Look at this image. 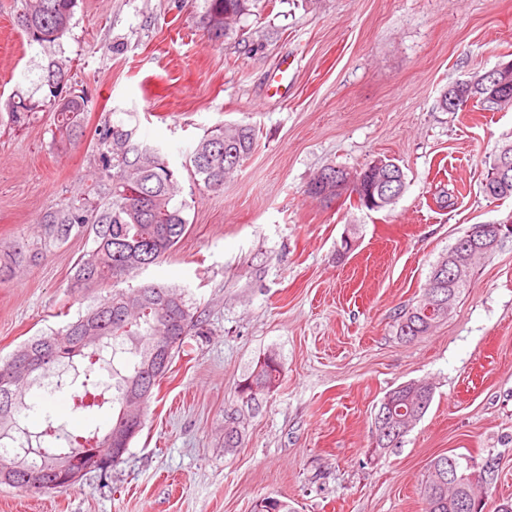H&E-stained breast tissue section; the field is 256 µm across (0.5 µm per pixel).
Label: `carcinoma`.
<instances>
[{
    "instance_id": "obj_1",
    "label": "carcinoma",
    "mask_w": 512,
    "mask_h": 512,
    "mask_svg": "<svg viewBox=\"0 0 512 512\" xmlns=\"http://www.w3.org/2000/svg\"><path fill=\"white\" fill-rule=\"evenodd\" d=\"M75 6L76 0H17L16 23L30 43L50 50L69 30ZM275 7L276 0H206L203 23L213 38H232L253 53L264 47V34L242 25V21ZM70 79L67 63L49 57L35 87L40 96L17 92V100L9 108L11 123L22 125L49 106L54 110V136L63 145L74 143L84 133L87 99L74 91L66 100L59 97L60 91L70 88ZM95 135V183L46 211L40 219L37 239L14 243L9 250L11 264L5 270L0 268V276L6 271L14 273L28 258L87 232L93 235V247L77 259L73 276L74 287L84 290L121 282L167 259L175 250L187 230V203H173L181 194V181L161 149L139 140L137 129L122 123L106 122ZM257 145L258 134L250 124L215 126L190 153V173L200 177L204 190L219 192ZM504 154L512 157L509 138L486 166L483 193L492 200L512 198V178L497 179ZM441 297L440 286L429 281L416 304L399 313L396 335L410 341L429 335L447 321L448 315L440 314L436 304ZM201 335L197 312L183 293L146 283L115 290L64 327L30 338L0 361V380L29 355L45 354L50 360L15 385L0 384V456L9 448L28 444V439L15 434V428L28 420L31 406L26 394L31 387L46 386L52 393L63 392L81 376L82 390L73 393L78 401L76 408L88 413L117 410L111 427L103 434L96 428L75 436L47 415L37 427L39 436L33 444L43 449L44 457H62L88 448L113 468L123 463L125 457H115L112 449L130 447L144 426V421H133L126 413L131 387L155 389L187 337ZM88 336L100 337L99 343L86 342ZM97 366L107 369L115 384L105 385L97 379ZM282 371L280 359L269 353L257 362L244 383L277 384ZM390 396L394 406L392 423L401 431L421 420L434 390L430 383L416 380L390 391ZM259 406V397L246 399L243 390L237 391V406L224 413V450L241 445ZM486 466L476 482L450 484L448 456L435 458L421 487L424 512H457L461 497L477 503V512H484L495 473L493 462H486Z\"/></svg>"
}]
</instances>
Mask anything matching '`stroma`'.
I'll return each instance as SVG.
<instances>
[{
	"label": "stroma",
	"instance_id": "obj_1",
	"mask_svg": "<svg viewBox=\"0 0 512 512\" xmlns=\"http://www.w3.org/2000/svg\"><path fill=\"white\" fill-rule=\"evenodd\" d=\"M0 0V246L34 237L41 215L91 183L104 122L136 127L180 176L188 230L175 252L129 278L179 287L203 320L151 401L126 461L58 490L0 486V512H254L277 496L297 512H423L430 462H498L485 512L512 499V239L481 259L448 321L399 339L394 321L431 266L475 224L512 215L484 196L485 163L512 136V108L445 112L442 92L512 60V0H278L249 17L262 51L208 38L205 0H77L55 49L89 101L85 133L60 146L49 111L8 123L16 89L47 58ZM248 123L252 156L219 193L186 161L207 129ZM398 163L407 188L389 210L307 196L335 165ZM453 194L438 208L439 190ZM359 246L339 257L349 227ZM79 235L0 278V360L76 319L112 285L70 288ZM284 376L239 448L224 450V412L267 352ZM425 379L434 397L399 447L372 451L384 396ZM30 400L68 430L107 427L70 393Z\"/></svg>",
	"mask_w": 512,
	"mask_h": 512
}]
</instances>
